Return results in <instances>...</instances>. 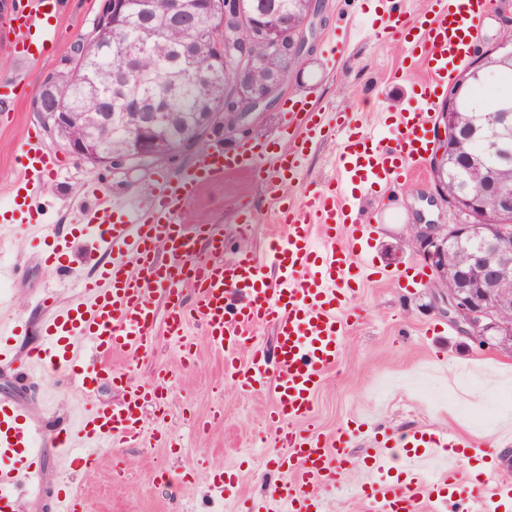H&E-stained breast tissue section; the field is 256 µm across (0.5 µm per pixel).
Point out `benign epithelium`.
Listing matches in <instances>:
<instances>
[{
    "mask_svg": "<svg viewBox=\"0 0 512 512\" xmlns=\"http://www.w3.org/2000/svg\"><path fill=\"white\" fill-rule=\"evenodd\" d=\"M131 7L130 0H100L98 13L88 37L106 36L105 48L119 54L112 74V94L95 96L93 111L76 109L56 96L55 79H46L34 102V112L50 136L73 157L115 173L147 171L157 164L174 161L201 148L216 136L228 137L249 128L254 117L275 109L284 94L290 74H300L305 57L321 21L322 0H309L301 21L288 17L267 21L246 12L244 0H145L144 15L185 28L191 38L177 50L178 76L196 73L197 47L216 40L224 56L236 63L224 107L205 112L196 119L198 132L171 144L164 123L172 116L166 111L168 98L145 101L133 94V78L143 72L142 52L124 46L121 20ZM265 49L266 63L259 66L255 47ZM288 59V70L271 64ZM478 62L463 72L452 86L438 115L439 148L429 168L439 200L455 211L457 224H411L409 243L435 272L440 288V312L461 335L481 347L512 355V166L489 167L480 156L470 157L472 169L483 174L475 196H448V167L452 163L461 112L457 100L467 86L486 81L491 69L512 62V38L502 37L480 52ZM119 102L123 111H112ZM126 128L122 150L108 146L112 121ZM483 128L498 141L512 138V107L500 104L483 116ZM492 202L487 210L485 202Z\"/></svg>",
    "mask_w": 512,
    "mask_h": 512,
    "instance_id": "7a95c632",
    "label": "benign epithelium"
}]
</instances>
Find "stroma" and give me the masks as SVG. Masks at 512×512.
Instances as JSON below:
<instances>
[{"label":"stroma","mask_w":512,"mask_h":512,"mask_svg":"<svg viewBox=\"0 0 512 512\" xmlns=\"http://www.w3.org/2000/svg\"><path fill=\"white\" fill-rule=\"evenodd\" d=\"M325 10L313 51L297 79L291 80L289 97H304L333 112L354 113L366 129H382L387 113L412 105L413 78L401 76L405 45L397 36L377 33L382 11L415 21L429 10L431 0H324ZM98 0H72L63 18L57 48L39 62L18 67L5 28L0 27V73L14 72L22 81L18 100L8 106L10 118L0 123V212L10 209L13 167L18 143L28 129L39 127L33 101L43 81L67 71L74 43L93 25ZM512 27V0H494L477 23L475 48L491 47ZM338 135L317 139L307 153L298 182L286 196L302 197L336 175ZM195 158L187 153L153 171L115 173L64 156L60 170L33 204L38 223L25 215L0 223V241L8 256L20 265L21 275L12 290L0 298V321L26 322L24 337L0 335V347L23 353L40 336L46 310L36 307L33 293L52 289L59 305L77 301L79 278L109 261L110 256L84 232L80 213L103 188L113 197L146 199L153 174L177 177ZM343 192L368 212L386 217L369 240L352 241L341 233L340 243H354L364 260V274L350 301L359 318L350 320L336 367L324 373L314 396V410L303 428L334 434L354 428L347 461L336 487L323 493L326 512H362L360 463L373 453L384 433L436 431L474 440L476 450L460 464L462 474L475 478L495 468L499 484L509 489L499 499L496 512H512V441L496 443L493 431L512 421V405L500 406L497 395L512 391V355L478 346L450 328L433 300V274L423 257L408 243V227L418 214L438 224L456 223V213L434 204L428 164L396 183L366 186L347 183ZM250 210L254 223L239 229L242 210ZM193 224H219L232 248L264 254L274 215L264 186L242 175L203 186L189 211ZM66 241L59 261L72 278L56 280L44 252L53 240ZM422 270L421 283L407 285L390 279L394 270ZM187 335L197 346L194 367H184L181 341L158 331L151 349L133 365L131 376L141 384L153 383L158 371L168 373L166 406L147 408L149 432L142 444L120 449L123 476H115L112 459L94 470L74 469L40 439L39 455L44 484L41 496H22L19 512H58L56 487L67 481L81 488L87 512H238L239 499H264L279 480L280 472L268 457L266 414L268 391L244 394L224 375V355L211 347L199 326ZM109 386L78 387L73 377L50 373L29 379L0 367V402L22 406L41 429H52L74 408L101 401L120 400ZM171 435L166 447L163 435ZM188 480H181V472ZM235 474L238 498L221 494L213 483L218 473Z\"/></svg>","instance_id":"stroma-1"}]
</instances>
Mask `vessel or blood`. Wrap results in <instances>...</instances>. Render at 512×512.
Segmentation results:
<instances>
[{
  "instance_id": "vessel-or-blood-1",
  "label": "vessel or blood",
  "mask_w": 512,
  "mask_h": 512,
  "mask_svg": "<svg viewBox=\"0 0 512 512\" xmlns=\"http://www.w3.org/2000/svg\"><path fill=\"white\" fill-rule=\"evenodd\" d=\"M491 0H434L418 23L384 14L381 32L399 34L411 63L423 64L420 107L394 113V137L384 143L358 127L353 114L328 112L304 98L288 100L282 130L291 148L282 153L272 139L227 149L213 144L176 183L157 178L144 203L116 198L99 201L86 220L112 252L110 263L82 279V300L45 326L40 344L25 355L26 372L64 371L81 385L109 384L120 390L116 403L80 408L54 435L57 452L80 468L142 439L148 406L163 408L164 397L149 385L133 383L128 365L150 350L157 325L173 336L190 323L201 326L212 346L224 353V370L242 391L270 385L267 422L284 474L270 491L271 512H325L320 492L334 484L345 461L350 430L326 436L295 428L309 418L324 372L338 360L350 283L357 254L339 244L340 229L369 235L371 214L341 192L317 190L300 199L283 189L299 176L300 163L324 130L339 129L337 182L408 177L431 149L438 91L465 59L475 19ZM65 0H16L10 31L14 57L43 59L54 48ZM14 186L34 199L59 169L60 161L36 130H28L15 155ZM261 178L286 235H272L265 258L248 251L224 255V235L212 224H190L185 213L200 188L224 176ZM279 272L266 280L265 265ZM191 302H184L183 290ZM275 329L267 350L254 336L263 323ZM247 360H240L241 349ZM39 433L23 419L18 404H0V456L30 447ZM465 455L454 439L430 434L399 435L364 459L359 493L364 512H479L496 495L493 472L466 484L458 467ZM43 487L39 458L27 460L20 475L0 472V512H17L18 488Z\"/></svg>"
}]
</instances>
